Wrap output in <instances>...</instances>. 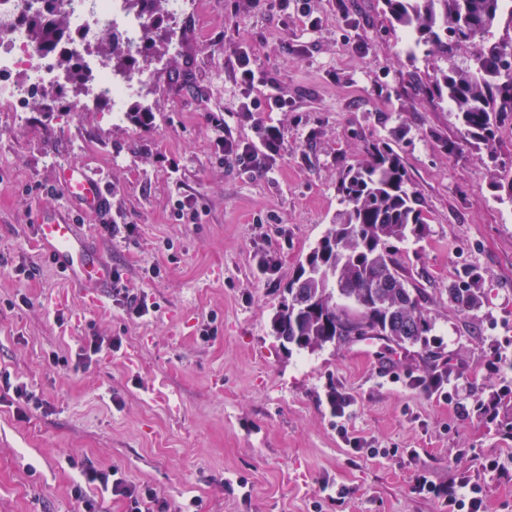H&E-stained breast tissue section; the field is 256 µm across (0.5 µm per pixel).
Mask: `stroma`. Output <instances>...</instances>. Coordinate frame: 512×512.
<instances>
[{
    "label": "stroma",
    "mask_w": 512,
    "mask_h": 512,
    "mask_svg": "<svg viewBox=\"0 0 512 512\" xmlns=\"http://www.w3.org/2000/svg\"><path fill=\"white\" fill-rule=\"evenodd\" d=\"M162 27L179 50L152 59L127 104L148 124L113 120L62 80L43 108L0 112V368L44 401L22 420V401L0 394V512H73L76 460L117 467L171 502L197 498L199 512H447L414 493L420 468L443 486L468 477L487 512H512V399L501 395L512 388V205L496 199L486 152L465 142L451 105L424 91L469 51L409 55L383 0H310L306 15L295 0L282 12L196 0ZM239 42L290 100L261 115L284 144L260 175L216 148L226 133L258 139L227 63ZM76 98L88 111H72ZM383 139L428 206L426 234L395 252L442 358L382 341L284 349L272 327L280 295L340 207L341 169ZM75 164L108 181L107 217L80 221L146 299L144 317L112 296L89 307L91 289L72 287L36 246L35 219L62 202L57 172ZM188 197L193 222L174 215ZM465 266L484 292L466 313L448 297ZM92 334L120 350L75 365ZM440 370L444 399L424 387ZM333 391L351 400L344 416L330 410ZM347 434L366 452L346 447ZM493 458L504 477L483 469Z\"/></svg>",
    "instance_id": "stroma-1"
}]
</instances>
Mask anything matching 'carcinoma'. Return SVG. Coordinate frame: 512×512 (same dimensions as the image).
<instances>
[{
    "instance_id": "obj_1",
    "label": "carcinoma",
    "mask_w": 512,
    "mask_h": 512,
    "mask_svg": "<svg viewBox=\"0 0 512 512\" xmlns=\"http://www.w3.org/2000/svg\"><path fill=\"white\" fill-rule=\"evenodd\" d=\"M128 8L155 19L166 14V0H124ZM391 18L408 38L409 50L422 46L451 58L458 47L473 48L469 61L443 72L425 86L438 102L453 106L465 141L485 148L497 165L494 188L499 199L512 203V168L498 165L500 134L512 129V39L494 38L493 29L505 14L502 0H384ZM31 40L41 52L65 68L68 79L83 82L87 75L78 60L57 54L69 32L65 16L52 10L25 21ZM165 38L150 25L145 31L143 62H148ZM114 30L103 34L100 50L112 62V72L125 75L136 59L121 50ZM342 209L333 224L300 261L296 277L281 296L274 317L277 339L315 351L359 341L365 337L397 346L431 349L432 324L420 302L421 290L395 258L389 242L421 238L429 210L392 145L372 143L362 158L347 166L336 185ZM481 275L465 267L449 289L450 299L469 312L480 304ZM304 283L306 303L294 297L293 285Z\"/></svg>"
}]
</instances>
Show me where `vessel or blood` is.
I'll return each instance as SVG.
<instances>
[{
	"label": "vessel or blood",
	"mask_w": 512,
	"mask_h": 512,
	"mask_svg": "<svg viewBox=\"0 0 512 512\" xmlns=\"http://www.w3.org/2000/svg\"><path fill=\"white\" fill-rule=\"evenodd\" d=\"M56 186L65 201L35 222V236L45 260L73 284L98 289L111 287L112 263L104 258L91 234L77 224L71 207L93 214L107 211L104 176L87 165L62 168Z\"/></svg>",
	"instance_id": "vessel-or-blood-1"
}]
</instances>
